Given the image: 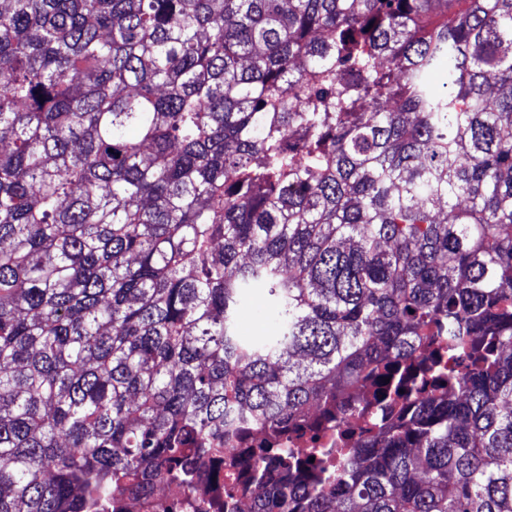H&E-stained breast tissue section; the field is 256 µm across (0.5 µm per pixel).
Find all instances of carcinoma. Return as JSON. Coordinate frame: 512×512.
Returning <instances> with one entry per match:
<instances>
[{
	"label": "carcinoma",
	"instance_id": "1",
	"mask_svg": "<svg viewBox=\"0 0 512 512\" xmlns=\"http://www.w3.org/2000/svg\"><path fill=\"white\" fill-rule=\"evenodd\" d=\"M369 384L397 413L258 449L250 512H512V0H0V512ZM270 301L263 288H253L246 298V309L238 321L237 333L245 340L272 335L278 324L270 314Z\"/></svg>",
	"mask_w": 512,
	"mask_h": 512
}]
</instances>
